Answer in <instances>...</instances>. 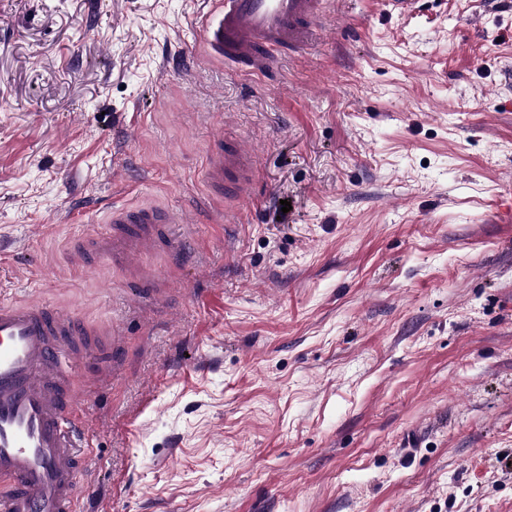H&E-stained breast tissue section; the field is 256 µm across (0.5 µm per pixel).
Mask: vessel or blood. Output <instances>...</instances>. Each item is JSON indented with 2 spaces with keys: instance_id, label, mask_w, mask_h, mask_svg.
Here are the masks:
<instances>
[{
  "instance_id": "1",
  "label": "vessel or blood",
  "mask_w": 512,
  "mask_h": 512,
  "mask_svg": "<svg viewBox=\"0 0 512 512\" xmlns=\"http://www.w3.org/2000/svg\"><path fill=\"white\" fill-rule=\"evenodd\" d=\"M327 0H209L202 14L209 57L264 74L275 55L304 49L322 24ZM204 180L216 199L247 194L255 183L251 154L217 139ZM178 216L154 206L112 207L106 234L75 251L126 262L160 248L176 251ZM93 337L83 322L45 302L0 299V512H83L79 477L88 446L72 385Z\"/></svg>"
}]
</instances>
